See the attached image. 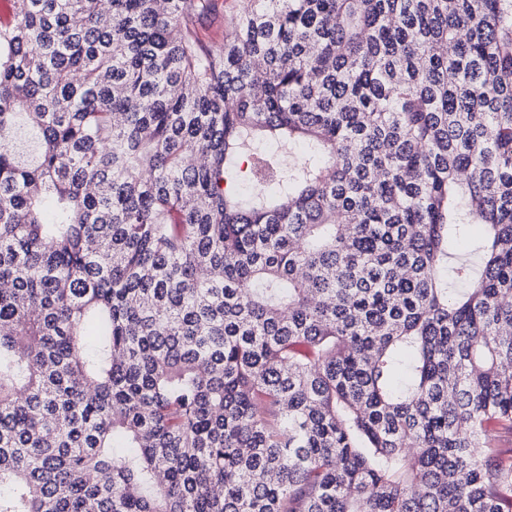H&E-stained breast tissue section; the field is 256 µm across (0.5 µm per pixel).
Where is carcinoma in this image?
Instances as JSON below:
<instances>
[{
	"instance_id": "carcinoma-1",
	"label": "carcinoma",
	"mask_w": 512,
	"mask_h": 512,
	"mask_svg": "<svg viewBox=\"0 0 512 512\" xmlns=\"http://www.w3.org/2000/svg\"><path fill=\"white\" fill-rule=\"evenodd\" d=\"M210 4L0 24V512H512V0ZM247 0H215L213 9L197 16L195 26L199 37L211 49L224 46V32L231 28L233 18Z\"/></svg>"
}]
</instances>
